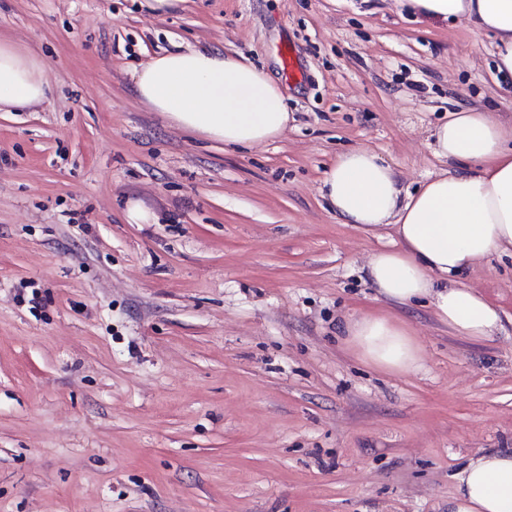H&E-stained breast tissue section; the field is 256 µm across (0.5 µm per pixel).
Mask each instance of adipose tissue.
I'll use <instances>...</instances> for the list:
<instances>
[{
  "label": "adipose tissue",
  "instance_id": "1",
  "mask_svg": "<svg viewBox=\"0 0 512 512\" xmlns=\"http://www.w3.org/2000/svg\"><path fill=\"white\" fill-rule=\"evenodd\" d=\"M427 20H459L494 42L496 71L512 80V0H399ZM45 64L0 40V111L40 102ZM152 111L183 130L230 146L278 139L294 123L286 97L265 72L240 56L205 48L151 55L133 73ZM432 138L446 170L403 192L395 170L366 148L339 154L321 195L343 223L363 231L392 226L397 247L371 255L366 274L394 304L429 300L436 318L459 336H492L501 317L460 277L498 251L512 249V128L472 108L450 112ZM366 361L402 373L418 368V345L402 323L365 315L346 327ZM449 512H512V448L476 453L454 476Z\"/></svg>",
  "mask_w": 512,
  "mask_h": 512
}]
</instances>
